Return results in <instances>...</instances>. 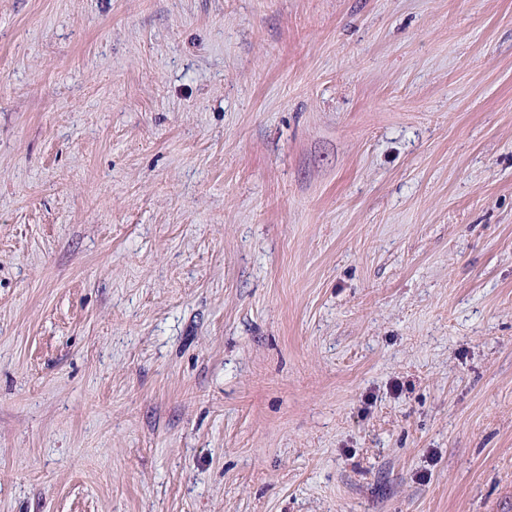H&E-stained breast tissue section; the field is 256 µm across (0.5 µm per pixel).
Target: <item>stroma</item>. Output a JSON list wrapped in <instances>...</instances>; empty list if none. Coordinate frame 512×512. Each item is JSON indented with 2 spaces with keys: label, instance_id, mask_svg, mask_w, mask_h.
<instances>
[{
  "label": "stroma",
  "instance_id": "stroma-1",
  "mask_svg": "<svg viewBox=\"0 0 512 512\" xmlns=\"http://www.w3.org/2000/svg\"><path fill=\"white\" fill-rule=\"evenodd\" d=\"M0 512H512V0H0Z\"/></svg>",
  "mask_w": 512,
  "mask_h": 512
}]
</instances>
